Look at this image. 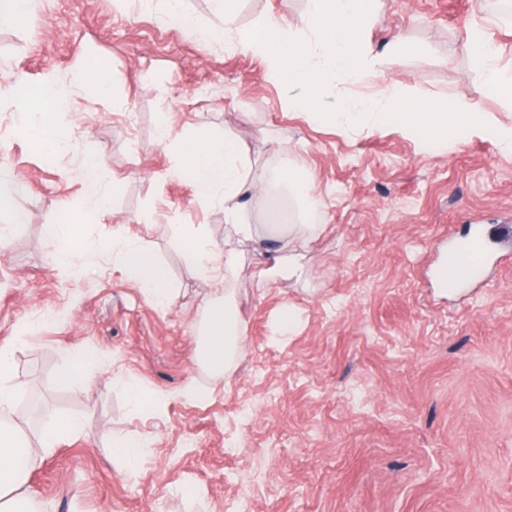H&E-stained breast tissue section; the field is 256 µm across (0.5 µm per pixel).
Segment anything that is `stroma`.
<instances>
[{
    "label": "stroma",
    "mask_w": 512,
    "mask_h": 512,
    "mask_svg": "<svg viewBox=\"0 0 512 512\" xmlns=\"http://www.w3.org/2000/svg\"><path fill=\"white\" fill-rule=\"evenodd\" d=\"M179 8L222 37L164 30V0H34L24 24H0V174L24 187L0 210V349L17 399L37 393L45 418L79 425L28 475L37 512H512V259L458 292L433 278L473 225L488 249L512 251L498 236L512 221V152L497 140L512 106L478 89L467 48L481 28L512 72V17L495 0H377L364 41L379 81L332 82L326 100L398 83L484 118L428 150L393 125L337 131L294 104L262 55L234 48L217 0ZM307 9L239 0L236 25L270 14L295 25ZM401 32L411 51L390 53ZM89 58L106 65L107 88L73 87L58 117L73 149L46 153L18 90L62 86ZM166 121L183 137L235 133L252 181L286 162L309 176L315 229L290 243L302 275L273 271L274 237L236 244L244 352L221 377L194 361L208 287L174 236L200 224L223 243L224 207L180 174L159 137ZM90 158L108 195L96 216ZM59 211L81 227L79 277L44 232ZM142 244L167 267L175 305L150 303L125 276V251ZM81 352L85 380L59 385ZM191 383L211 388L206 403L181 397ZM118 438L144 445L137 466L113 457Z\"/></svg>",
    "instance_id": "35a3bbf8"
}]
</instances>
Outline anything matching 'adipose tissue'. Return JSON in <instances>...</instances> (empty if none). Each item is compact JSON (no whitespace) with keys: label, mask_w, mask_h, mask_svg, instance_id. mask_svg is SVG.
I'll list each match as a JSON object with an SVG mask.
<instances>
[{"label":"adipose tissue","mask_w":512,"mask_h":512,"mask_svg":"<svg viewBox=\"0 0 512 512\" xmlns=\"http://www.w3.org/2000/svg\"><path fill=\"white\" fill-rule=\"evenodd\" d=\"M482 30L473 31L469 48L478 58L473 72L474 82L483 90L512 99V74L499 68L494 51L488 50ZM67 106L66 94L29 91L26 107L39 120L30 130L31 138L43 149L58 152L68 140L57 124L59 112ZM180 172L189 176L200 197L220 200L224 205L223 244L213 243L202 226L179 227L177 240L181 252L196 277L210 284L211 291L203 299L204 324L197 338L195 362L211 374L221 375L232 369L244 350L243 320L238 308L231 277L239 265L236 241L257 235L240 197L253 190L248 177L249 159L232 132L216 136L198 132L177 142ZM126 275L154 305L175 304L179 294L172 288L166 268L144 247L131 248L124 256ZM11 357L0 352V512H33V501L27 488V476L54 446L57 439L77 432L78 424L70 418L53 419L39 443H32L6 415L15 401Z\"/></svg>","instance_id":"adipose-tissue-1"}]
</instances>
